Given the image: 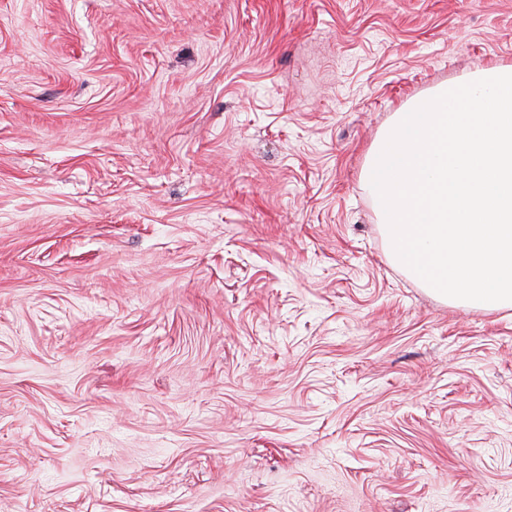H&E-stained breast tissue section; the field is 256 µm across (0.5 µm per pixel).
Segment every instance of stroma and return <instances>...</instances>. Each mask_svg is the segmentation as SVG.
<instances>
[{"mask_svg":"<svg viewBox=\"0 0 512 512\" xmlns=\"http://www.w3.org/2000/svg\"><path fill=\"white\" fill-rule=\"evenodd\" d=\"M495 63L512 0H0V512H512V309L362 176Z\"/></svg>","mask_w":512,"mask_h":512,"instance_id":"obj_1","label":"stroma"}]
</instances>
